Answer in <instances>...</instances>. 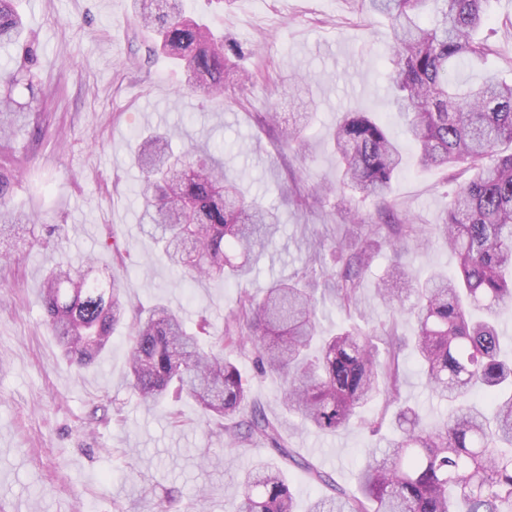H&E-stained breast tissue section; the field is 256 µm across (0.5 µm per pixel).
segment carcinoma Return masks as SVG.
I'll use <instances>...</instances> for the list:
<instances>
[{"mask_svg": "<svg viewBox=\"0 0 512 512\" xmlns=\"http://www.w3.org/2000/svg\"><path fill=\"white\" fill-rule=\"evenodd\" d=\"M488 0H358L388 20L394 72L391 89L405 134L424 167L460 169L471 176L459 184L442 222L434 225L457 256L458 270L436 271L416 283L402 254L412 239L429 232L410 224L408 214L379 210L368 239L334 247L337 261L321 274L276 279L260 298L245 292L222 326L185 329L180 311L158 302L131 311L121 278L107 281L59 256L43 280L40 302L46 323L67 359L95 364L118 325L131 315L129 385L145 403L187 394L201 407L212 431L230 449L263 442L285 464L303 469L328 493L310 512H512V360L501 357L500 315L512 309V82L493 75L462 82L454 73L480 61L489 46L476 30ZM139 25L158 38V52L185 63L188 87L206 97L243 89L231 56L236 50L206 24L186 16L185 0H134ZM8 50L7 89L22 84L37 99L40 85L35 42L24 37L16 0H0V49ZM27 106L0 95V141H10ZM340 170V206L360 217L359 203L385 199L402 164V145L365 112H346L332 133ZM280 153H305L297 129L277 142ZM143 174L145 207L140 224L158 236L167 261L193 281L236 280L249 271L279 230V217L245 195L224 160L192 144L181 156L169 151L166 134L144 137L134 156ZM18 181L0 163V240L35 238L39 216L11 205ZM392 243L395 260L377 278L383 304L406 315L414 336L395 326L363 333L341 329L322 339L320 298L339 306L356 304L371 272L370 240ZM329 287L318 292L317 277ZM413 347L425 384L447 412L432 427L402 403L400 359ZM229 350L254 357L256 374L280 381L288 411L310 428L336 433L376 397L394 410L397 435L359 470L357 491L296 455L281 423L251 397L248 378ZM233 512H293L294 496L282 470L263 463L245 471Z\"/></svg>", "mask_w": 512, "mask_h": 512, "instance_id": "obj_1", "label": "carcinoma"}]
</instances>
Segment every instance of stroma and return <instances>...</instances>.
<instances>
[{"instance_id":"stroma-1","label":"stroma","mask_w":512,"mask_h":512,"mask_svg":"<svg viewBox=\"0 0 512 512\" xmlns=\"http://www.w3.org/2000/svg\"><path fill=\"white\" fill-rule=\"evenodd\" d=\"M20 6L39 47L40 91L34 103L26 90L14 92L32 112L11 140L20 170L13 202L38 213L41 225L38 245L25 236L0 243L15 256L0 266V512H185L196 500L202 512H230L240 474L269 460L264 445L225 449L191 399L159 407L139 402L129 388L128 328L115 333L96 364L69 363L44 323L41 276L64 250L93 261L97 273L121 274L130 301L167 302L190 328L203 316L218 325L242 291L307 274L316 241L331 247L365 236L324 193L339 178L329 135L344 113L366 112L400 136L402 122L387 96V22L356 12L349 0H188L189 16L239 47L238 65L248 76L245 91L209 99L186 92L183 67L163 54L136 65L155 36L134 23L132 0H21ZM486 12L490 20L478 35L498 52L463 76L474 81L492 71L512 82V0H489ZM297 75L310 79L312 102L289 98L288 81ZM309 111L305 157L284 159L261 116L278 113L285 128L291 114ZM33 123L42 130L35 144ZM156 128L171 133L177 152L193 140L207 144L244 190L278 212L280 230L248 277L192 282L141 231L142 176L131 155L136 132ZM455 189L442 169L421 167L407 144L386 199L427 229L440 223ZM392 258L387 245H378L356 307L326 299L324 334L350 325L370 331L392 320L399 333H410L405 316H392L373 290ZM404 261L417 278L457 268L437 239ZM234 361L251 376L254 400L284 423L290 447L338 485L354 487L377 437L357 426L329 436L303 428L284 411L275 378L256 376L250 358ZM401 368L403 401L434 424L443 406L412 358Z\"/></svg>"}]
</instances>
